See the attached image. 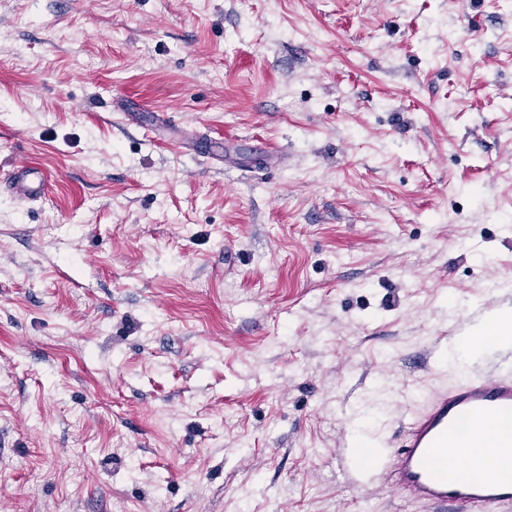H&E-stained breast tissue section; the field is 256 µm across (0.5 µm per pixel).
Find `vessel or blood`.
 <instances>
[{"instance_id": "b4317fda", "label": "vessel or blood", "mask_w": 512, "mask_h": 512, "mask_svg": "<svg viewBox=\"0 0 512 512\" xmlns=\"http://www.w3.org/2000/svg\"><path fill=\"white\" fill-rule=\"evenodd\" d=\"M49 175L25 162L6 175L11 191L31 202L45 197ZM499 430L502 451L512 453V370L471 374L424 400L423 410L400 420V437L378 462L365 466L345 441L343 462L365 469L408 502L432 506L434 512H507L512 507V471L489 466L479 479L452 475L449 459L461 458L488 426Z\"/></svg>"}]
</instances>
